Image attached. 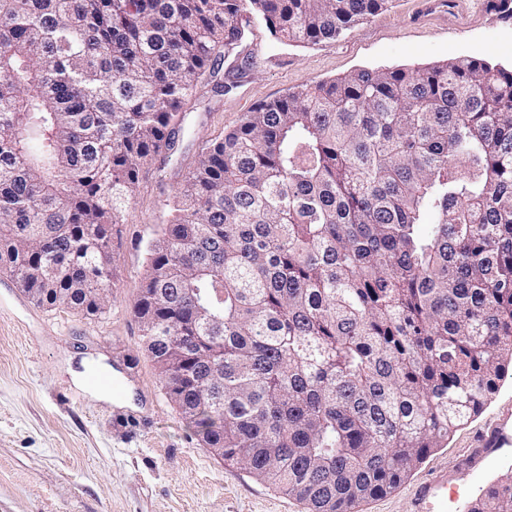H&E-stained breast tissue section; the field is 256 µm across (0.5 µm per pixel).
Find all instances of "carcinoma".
<instances>
[{"mask_svg": "<svg viewBox=\"0 0 512 512\" xmlns=\"http://www.w3.org/2000/svg\"><path fill=\"white\" fill-rule=\"evenodd\" d=\"M391 0H0V268L94 315L112 225L244 13L336 41ZM133 311L224 461L309 512L398 487L512 369V68L356 69L187 173ZM471 512H512V476Z\"/></svg>", "mask_w": 512, "mask_h": 512, "instance_id": "cac0c4a2", "label": "carcinoma"}]
</instances>
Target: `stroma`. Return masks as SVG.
Instances as JSON below:
<instances>
[{"label": "stroma", "instance_id": "stroma-1", "mask_svg": "<svg viewBox=\"0 0 512 512\" xmlns=\"http://www.w3.org/2000/svg\"><path fill=\"white\" fill-rule=\"evenodd\" d=\"M473 57L512 66V17L460 0L456 20L424 0L391 4L327 45L280 39L251 19L183 107L171 149L156 156L112 229L116 269L103 309L36 302L0 271V512H307L277 485L228 464L203 442L166 394L132 306L148 253L201 151L256 104L359 68L422 67ZM107 369L113 401L75 383L81 362ZM512 408V378L482 413L459 426L398 488L353 512H408L410 496L448 478L440 512H469L494 481L512 474V447L485 448L468 465L475 435Z\"/></svg>", "mask_w": 512, "mask_h": 512}]
</instances>
